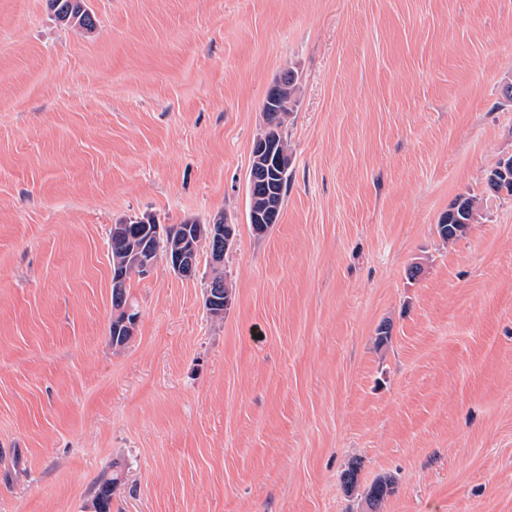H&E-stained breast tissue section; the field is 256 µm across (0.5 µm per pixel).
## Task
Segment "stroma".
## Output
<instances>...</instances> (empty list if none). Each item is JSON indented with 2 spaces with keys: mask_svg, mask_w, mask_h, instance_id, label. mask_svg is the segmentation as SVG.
<instances>
[{
  "mask_svg": "<svg viewBox=\"0 0 512 512\" xmlns=\"http://www.w3.org/2000/svg\"><path fill=\"white\" fill-rule=\"evenodd\" d=\"M0 0V512H512V0ZM298 75L277 224L248 222L267 91ZM482 199L453 243L436 225ZM235 227L130 282L111 224ZM421 264L418 278L408 270ZM391 326L382 348L380 324ZM359 461L358 487L342 474ZM54 19L63 26L86 33L96 29L97 19L87 0H48ZM511 159L512 156H508L502 158L497 165L492 168L485 177V182L487 188L498 195L506 194L508 197H512V170H511ZM505 161L508 163V167L506 166L507 177H505L498 168L501 167V163ZM510 165V167H509ZM480 217V198L471 193L458 195L437 224L436 231L441 239L448 243L466 235L471 224L478 222ZM460 224H467L463 231H458ZM467 229V230H466ZM217 218L224 219V221H210L208 224L195 223V221L191 219L185 221L184 223L187 224L185 226L186 236L181 238L183 239L180 244L182 248L176 251L172 258L170 252H168V243L170 242V248H173L176 240L170 241V239H167V241L163 240L160 244L148 237V232L145 231V226L143 225H146L147 230L151 228V233L154 234L156 239H161L170 237L171 224H159L157 219L150 215L122 220L118 224H112V236L123 238L126 234V224L134 222L135 224L131 223L129 227L130 242L128 244H122L114 238L111 239L109 235V258L112 264H115L116 260L121 256V252L124 251L128 245L133 242L145 241L148 252L153 253L159 259H163L165 253L168 252L166 265L174 274L184 277L187 272H191L194 277L198 270V254L201 242L206 241L207 244H210L213 240L219 242L224 239L225 254L233 239L232 224L228 223L224 215L215 216L213 220ZM149 253L132 252L123 265L118 264L116 268L112 267V321L109 328V331H111L110 341L112 342V346H124L132 335H128L123 327H118L123 316V312L121 311L122 306H126L128 303L134 306L129 295V282L134 276L139 277V275L133 271L128 272L126 275L127 266L133 267V269L137 270L142 276L149 274L157 265L150 257ZM125 276L126 279L123 288L116 294L115 288H120L121 282ZM120 483L119 474L112 473V477L104 478L98 484L95 495L89 508L92 512H112V494ZM394 489L395 480L391 476L379 477L373 481L364 493L365 511L379 512L384 500L394 492Z\"/></svg>",
  "mask_w": 512,
  "mask_h": 512,
  "instance_id": "1",
  "label": "stroma"
}]
</instances>
